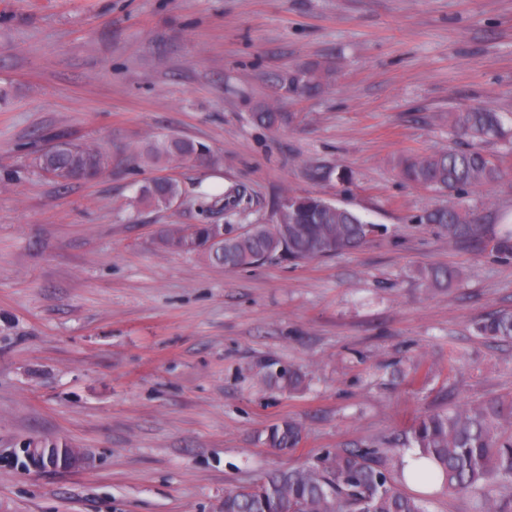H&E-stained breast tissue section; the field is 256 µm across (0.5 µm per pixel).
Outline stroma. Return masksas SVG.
Returning <instances> with one entry per match:
<instances>
[{
	"instance_id": "1",
	"label": "stroma",
	"mask_w": 512,
	"mask_h": 512,
	"mask_svg": "<svg viewBox=\"0 0 512 512\" xmlns=\"http://www.w3.org/2000/svg\"><path fill=\"white\" fill-rule=\"evenodd\" d=\"M308 65L322 91L282 94L274 75ZM0 90V512H223L225 490L268 470L512 396V343L474 330L512 310V260L416 223L441 199L398 169L455 146L462 108L512 131V0H0ZM261 109L293 121L258 125ZM166 134L221 164L174 165L179 207H132L156 172L141 152ZM59 139L95 142L105 172L44 176ZM486 150L505 174L462 204L493 227L512 222V147ZM215 183L247 186L252 209L202 212ZM291 195L380 231L236 271L158 245L168 224L276 223ZM428 266L455 277L428 286ZM288 419L298 447L264 445ZM30 438L79 448L81 465L23 470L11 456Z\"/></svg>"
}]
</instances>
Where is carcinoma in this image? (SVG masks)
<instances>
[{"mask_svg":"<svg viewBox=\"0 0 512 512\" xmlns=\"http://www.w3.org/2000/svg\"><path fill=\"white\" fill-rule=\"evenodd\" d=\"M290 97L313 95L322 86L323 73L315 66L280 73L276 77ZM252 119L272 127L292 120L275 112H254ZM455 138L468 148H450L431 155H407L399 172L410 184L440 196L461 198L471 187L498 182L503 172L499 160L482 144L508 139L499 113L472 106L448 113ZM150 164L188 160L199 167L217 163L214 150L201 142L174 135L149 144L143 152ZM107 159L98 148L87 150L81 143L58 142L37 158L38 168L53 181L65 185L81 180L77 171L98 174ZM183 185L176 179L148 181L138 187L132 203L165 210L182 198ZM286 223L255 224L239 234L224 232L214 240V225L184 224L164 228L159 236L162 248L181 253H204L228 271L261 264L267 255L280 256L293 264L358 248L376 232V225L343 207L331 209L327 199L300 195L287 198ZM250 204L245 190L235 187L224 196V212L244 211ZM421 224H433L448 234V241H477L501 258H512V225L491 233L472 223L468 210L434 207L416 217ZM421 276L433 285L451 278L448 269L425 267ZM478 335L512 341V312L490 314L475 325ZM302 439L300 424L287 421L266 432L271 448L288 450ZM419 452L436 466L441 493L468 494L475 498V512H512V399L499 398L477 408L450 407L419 418L402 437L401 447L381 453L363 446L339 448L307 465L274 470L254 487L224 493V512H429L428 503L436 493H410L403 468L407 450Z\"/></svg>","mask_w":512,"mask_h":512,"instance_id":"carcinoma-1","label":"carcinoma"}]
</instances>
